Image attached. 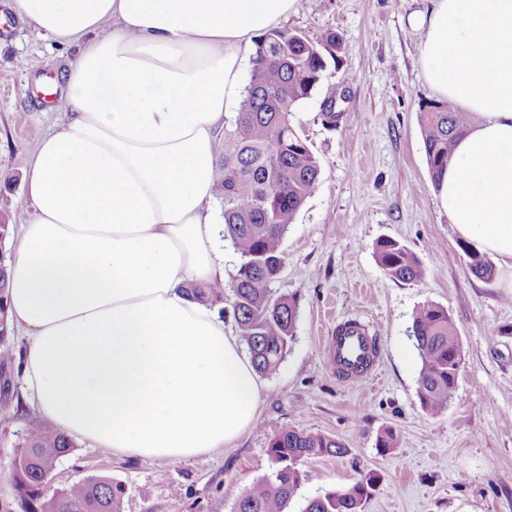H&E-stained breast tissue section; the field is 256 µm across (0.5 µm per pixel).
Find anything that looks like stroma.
I'll list each match as a JSON object with an SVG mask.
<instances>
[{
    "mask_svg": "<svg viewBox=\"0 0 512 512\" xmlns=\"http://www.w3.org/2000/svg\"><path fill=\"white\" fill-rule=\"evenodd\" d=\"M430 0H297L290 29L342 39L338 62L294 115L321 165L320 185L290 225L276 292L299 301L296 336L277 369L259 378L258 418L231 445L181 462L133 459L77 443L46 485L62 491L91 476L124 488L122 512H233L240 493L270 471L269 443L297 427L336 437L349 452L308 460V478L288 512L371 472L378 482L364 512H512V290L505 274L484 281L436 198L419 126L422 101L435 99L423 72L411 16ZM75 49L39 35L0 0V210L21 224L23 172L40 135L67 122L41 91L62 90ZM342 93L337 124L325 99ZM383 237L420 258L414 283L391 280L373 254ZM452 315L464 351L447 411L427 415L417 397L421 360L409 337L416 307ZM355 319L379 339L374 370L343 382L325 349L339 322ZM33 409L0 408V512H25L11 472ZM396 446L382 453L385 430Z\"/></svg>",
    "mask_w": 512,
    "mask_h": 512,
    "instance_id": "1",
    "label": "stroma"
}]
</instances>
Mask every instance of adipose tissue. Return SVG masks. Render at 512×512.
Masks as SVG:
<instances>
[{
  "label": "adipose tissue",
  "instance_id": "adipose-tissue-1",
  "mask_svg": "<svg viewBox=\"0 0 512 512\" xmlns=\"http://www.w3.org/2000/svg\"><path fill=\"white\" fill-rule=\"evenodd\" d=\"M297 0H12L76 48L24 170L7 266L21 396L68 437L179 462L255 420L257 373L218 307L213 182L244 53ZM425 78L471 122L438 190L457 233L512 269V0H432L413 16Z\"/></svg>",
  "mask_w": 512,
  "mask_h": 512
}]
</instances>
